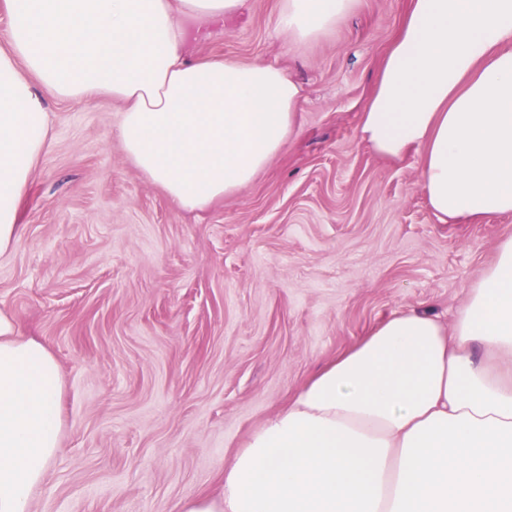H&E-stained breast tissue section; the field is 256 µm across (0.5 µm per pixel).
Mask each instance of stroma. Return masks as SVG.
<instances>
[{
  "instance_id": "stroma-1",
  "label": "stroma",
  "mask_w": 512,
  "mask_h": 512,
  "mask_svg": "<svg viewBox=\"0 0 512 512\" xmlns=\"http://www.w3.org/2000/svg\"><path fill=\"white\" fill-rule=\"evenodd\" d=\"M409 0H358L319 39L278 0L199 29L188 59L281 68L300 131L235 194L180 209L125 157L120 104L53 101L0 312L55 357L60 451L30 512H176L216 492L238 445L314 373L400 311L452 320L512 237V213L444 222L421 157L362 142V106Z\"/></svg>"
}]
</instances>
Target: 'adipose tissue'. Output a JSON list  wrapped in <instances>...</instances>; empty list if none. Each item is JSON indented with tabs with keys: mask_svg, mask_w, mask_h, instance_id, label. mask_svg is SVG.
Segmentation results:
<instances>
[{
	"mask_svg": "<svg viewBox=\"0 0 512 512\" xmlns=\"http://www.w3.org/2000/svg\"><path fill=\"white\" fill-rule=\"evenodd\" d=\"M357 0H279L297 45ZM243 0H0V255L49 150L51 100L122 105L126 157L187 211L249 183L298 132V85L261 61L187 62L184 23ZM360 137L422 153L441 220L512 213V0H409ZM59 367L0 313V512H28L59 451ZM179 512H512V237L445 322L401 312L303 385L237 449L220 493Z\"/></svg>",
	"mask_w": 512,
	"mask_h": 512,
	"instance_id": "ef3b65f1",
	"label": "adipose tissue"
}]
</instances>
